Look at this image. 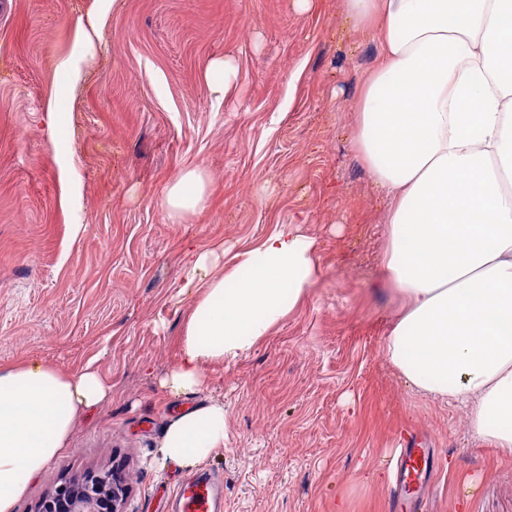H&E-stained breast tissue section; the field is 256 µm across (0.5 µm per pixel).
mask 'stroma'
<instances>
[{"label":"stroma","mask_w":512,"mask_h":512,"mask_svg":"<svg viewBox=\"0 0 512 512\" xmlns=\"http://www.w3.org/2000/svg\"><path fill=\"white\" fill-rule=\"evenodd\" d=\"M84 24L88 41L76 40ZM381 52L340 0H9L0 10V364L97 370L108 398L16 512L75 471L120 467L126 512H168L189 477L220 476L224 512H400L406 444L435 452L429 512H512V456L473 439L464 408L400 380L384 350L387 197L353 147L354 101ZM238 68L232 95L204 78ZM80 74L49 109L63 62ZM208 204L174 221L185 170ZM282 224L320 243L307 298L206 388L163 381L191 310L188 247H253ZM224 403V446L164 462L177 411ZM221 72L222 78L219 80L213 79L215 72ZM237 78V68L234 63L224 58V61H212L208 68V80L214 92L220 94L222 97H227L234 91Z\"/></svg>","instance_id":"1"}]
</instances>
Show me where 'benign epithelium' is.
Masks as SVG:
<instances>
[{
  "label": "benign epithelium",
  "mask_w": 512,
  "mask_h": 512,
  "mask_svg": "<svg viewBox=\"0 0 512 512\" xmlns=\"http://www.w3.org/2000/svg\"><path fill=\"white\" fill-rule=\"evenodd\" d=\"M128 487L107 469L75 474L43 496L39 512H125Z\"/></svg>",
  "instance_id": "1"
}]
</instances>
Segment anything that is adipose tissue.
I'll use <instances>...</instances> for the list:
<instances>
[{"label": "adipose tissue", "mask_w": 512, "mask_h": 512, "mask_svg": "<svg viewBox=\"0 0 512 512\" xmlns=\"http://www.w3.org/2000/svg\"><path fill=\"white\" fill-rule=\"evenodd\" d=\"M381 59L355 101L353 146L390 200L382 266L399 305L384 353L405 384L466 407L471 436L512 455V0H342ZM207 204L202 172L169 187L178 218ZM319 242L289 224L187 268L191 313L165 383L195 392L210 364L248 354L319 277ZM100 374L43 361L0 364V512L67 446L80 412L102 403ZM224 404L174 416L164 460L194 467L223 447Z\"/></svg>", "instance_id": "1"}]
</instances>
